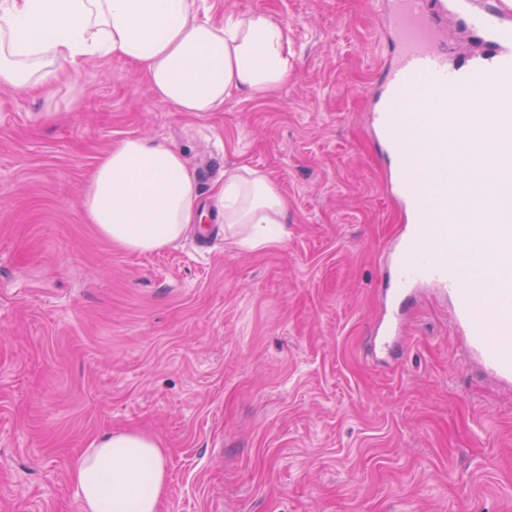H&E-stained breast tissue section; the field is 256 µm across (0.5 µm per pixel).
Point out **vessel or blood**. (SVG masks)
<instances>
[{"instance_id": "obj_1", "label": "vessel or blood", "mask_w": 512, "mask_h": 512, "mask_svg": "<svg viewBox=\"0 0 512 512\" xmlns=\"http://www.w3.org/2000/svg\"><path fill=\"white\" fill-rule=\"evenodd\" d=\"M385 25L394 35L398 53L378 75L383 91L372 111V122L395 162L390 185L411 217L392 263L400 307L414 287L431 284L452 302L457 328L467 339L466 361L512 387V319L502 318L497 296L472 279L448 248L458 240L479 263L475 241L458 237L448 216L465 210L469 184L463 171L482 172L494 199V217L485 225L499 251L488 277L497 280L498 296L512 297V0L477 10L470 0H383ZM463 13L479 34L483 52L466 62L449 64L438 45L436 18L440 11ZM423 94L430 112L415 117L409 105ZM474 131L493 138L499 151L492 160L461 153L455 133L460 114Z\"/></svg>"}]
</instances>
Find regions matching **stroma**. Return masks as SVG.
Masks as SVG:
<instances>
[{
	"label": "stroma",
	"instance_id": "35a3bbf8",
	"mask_svg": "<svg viewBox=\"0 0 512 512\" xmlns=\"http://www.w3.org/2000/svg\"><path fill=\"white\" fill-rule=\"evenodd\" d=\"M287 22L286 82L218 112L159 101L120 59L46 94L0 89V512H78L71 461L154 436L160 512H512V390L464 363L450 303L406 304L397 357L369 353L407 216L370 130L393 57L368 0H206ZM183 151L201 202L249 168L288 201L285 236L208 224L133 253L80 198L127 137Z\"/></svg>",
	"mask_w": 512,
	"mask_h": 512
}]
</instances>
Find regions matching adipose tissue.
Segmentation results:
<instances>
[{
  "label": "adipose tissue",
  "mask_w": 512,
  "mask_h": 512,
  "mask_svg": "<svg viewBox=\"0 0 512 512\" xmlns=\"http://www.w3.org/2000/svg\"><path fill=\"white\" fill-rule=\"evenodd\" d=\"M104 58L138 65L157 99L178 111L216 112L287 80L288 27L263 13L216 23L201 0H0L1 87L48 92L65 67ZM210 202L202 209L182 151L129 137L101 158L80 204L101 237L131 252L162 250L209 213L249 227L250 246L283 240L288 203L264 175L227 171ZM69 479L81 512H158L164 451L149 434L108 432L74 459Z\"/></svg>",
  "instance_id": "adipose-tissue-1"
}]
</instances>
